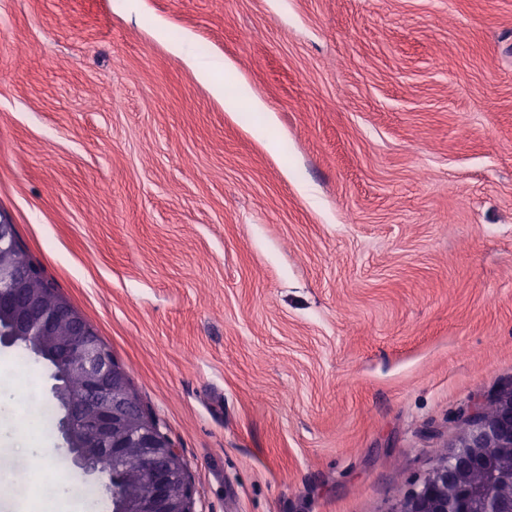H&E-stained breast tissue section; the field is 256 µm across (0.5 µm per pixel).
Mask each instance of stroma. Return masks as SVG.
<instances>
[{"label": "stroma", "instance_id": "1", "mask_svg": "<svg viewBox=\"0 0 512 512\" xmlns=\"http://www.w3.org/2000/svg\"><path fill=\"white\" fill-rule=\"evenodd\" d=\"M1 221L194 512H390L512 384V0H0ZM25 357L0 348V472L51 460L55 512L107 498L24 424L63 415ZM190 56L199 66V75L210 81L216 90L224 92L226 109H237L244 102L250 103L256 109L261 108L258 104L251 102L246 86L238 79L232 66L223 60L202 63L192 53ZM230 85L234 87L231 91L228 90Z\"/></svg>", "mask_w": 512, "mask_h": 512}]
</instances>
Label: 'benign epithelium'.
<instances>
[{"label":"benign epithelium","mask_w":512,"mask_h":512,"mask_svg":"<svg viewBox=\"0 0 512 512\" xmlns=\"http://www.w3.org/2000/svg\"><path fill=\"white\" fill-rule=\"evenodd\" d=\"M16 246L12 226L1 224L0 346L55 360L54 380L81 376L76 397L52 385L63 409L59 432L74 465L93 475L100 473L105 450L116 462L136 456L144 486L129 494L112 474L113 512H194L178 450L140 407L111 348L67 300H49L34 288L40 270L14 263ZM489 403V409H474L466 427L391 512H512V385L498 389Z\"/></svg>","instance_id":"benign-epithelium-1"}]
</instances>
